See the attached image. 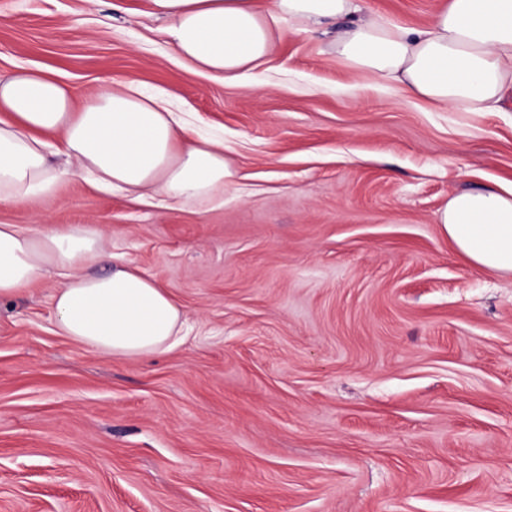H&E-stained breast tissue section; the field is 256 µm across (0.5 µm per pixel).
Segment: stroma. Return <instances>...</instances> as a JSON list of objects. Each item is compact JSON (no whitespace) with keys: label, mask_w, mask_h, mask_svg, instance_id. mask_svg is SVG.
Wrapping results in <instances>:
<instances>
[{"label":"stroma","mask_w":512,"mask_h":512,"mask_svg":"<svg viewBox=\"0 0 512 512\" xmlns=\"http://www.w3.org/2000/svg\"><path fill=\"white\" fill-rule=\"evenodd\" d=\"M442 0H363L420 28ZM0 0V79L85 100L176 88L223 136L220 204L136 203L80 176L0 224L101 228L185 313L125 360L57 334L48 274L0 301V512H512V277L458 258L436 213L512 183V105L458 112L372 84L286 25L224 84L147 0Z\"/></svg>","instance_id":"35a3bbf8"}]
</instances>
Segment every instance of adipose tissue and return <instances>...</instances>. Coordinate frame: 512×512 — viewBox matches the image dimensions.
<instances>
[{"mask_svg": "<svg viewBox=\"0 0 512 512\" xmlns=\"http://www.w3.org/2000/svg\"><path fill=\"white\" fill-rule=\"evenodd\" d=\"M178 57L226 83L258 68L293 21L336 29L328 43L357 75L397 81L413 97L458 112H497L512 97V0H447L422 29L361 16L357 0H149ZM60 135L69 168L52 161L43 135ZM132 200L223 199L236 171L224 143L190 135L166 99L139 82L101 87L82 105L42 69L0 80V207L50 192L68 172ZM436 223L457 254L482 272L512 275V188L453 195ZM61 284L51 303L59 334L133 360L171 350L183 310L155 281L113 252L91 226L0 224V300L26 294L47 273Z\"/></svg>", "mask_w": 512, "mask_h": 512, "instance_id": "obj_1", "label": "adipose tissue"}]
</instances>
